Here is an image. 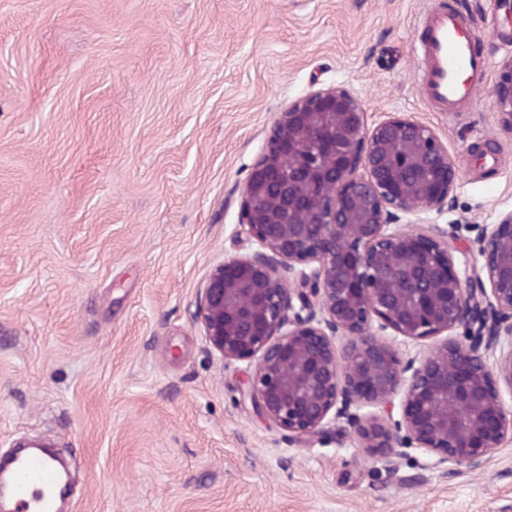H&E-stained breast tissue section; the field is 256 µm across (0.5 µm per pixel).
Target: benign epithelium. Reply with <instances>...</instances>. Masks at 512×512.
Wrapping results in <instances>:
<instances>
[{
	"mask_svg": "<svg viewBox=\"0 0 512 512\" xmlns=\"http://www.w3.org/2000/svg\"><path fill=\"white\" fill-rule=\"evenodd\" d=\"M493 93L512 130V61ZM324 135L340 138L341 158L317 156L312 141ZM396 151L435 167L441 183L390 191ZM455 181L434 129L400 115L370 128L344 87L313 90L280 113L243 192L238 224L255 249L213 268L194 313L213 353L253 365L245 394L257 417L302 441L340 421L388 464L415 449L477 469L500 448L512 432L500 392L512 388V212L485 232L469 282L447 229L393 228L442 210ZM374 317L407 339L461 336L403 359L371 330ZM367 404L382 413L361 414Z\"/></svg>",
	"mask_w": 512,
	"mask_h": 512,
	"instance_id": "obj_1",
	"label": "benign epithelium"
}]
</instances>
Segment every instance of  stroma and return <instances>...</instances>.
<instances>
[{"mask_svg":"<svg viewBox=\"0 0 512 512\" xmlns=\"http://www.w3.org/2000/svg\"><path fill=\"white\" fill-rule=\"evenodd\" d=\"M464 2L491 68L446 116L411 52L433 0H0V453L53 439L68 512H512L511 436L477 469L413 450L390 471L350 429L296 440L193 318L211 270L253 249L238 214L279 113L319 88L447 144L456 182L427 221L472 273L512 211L493 95L512 0ZM481 147L498 171L471 167Z\"/></svg>","mask_w":512,"mask_h":512,"instance_id":"stroma-1","label":"stroma"}]
</instances>
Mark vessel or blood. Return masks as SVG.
I'll list each match as a JSON object with an SVG mask.
<instances>
[{
  "mask_svg": "<svg viewBox=\"0 0 512 512\" xmlns=\"http://www.w3.org/2000/svg\"><path fill=\"white\" fill-rule=\"evenodd\" d=\"M483 40V33L444 0L424 14L413 53L423 97L434 111L455 114L471 102L490 66L478 49ZM69 491L68 477L40 450L0 462V512H61Z\"/></svg>",
  "mask_w": 512,
  "mask_h": 512,
  "instance_id": "obj_1",
  "label": "vessel or blood"
}]
</instances>
